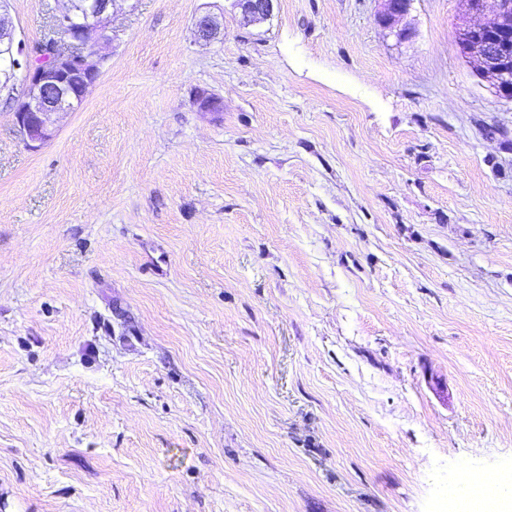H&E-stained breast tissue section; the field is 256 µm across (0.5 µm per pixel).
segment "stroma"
<instances>
[{
  "label": "stroma",
  "mask_w": 512,
  "mask_h": 512,
  "mask_svg": "<svg viewBox=\"0 0 512 512\" xmlns=\"http://www.w3.org/2000/svg\"><path fill=\"white\" fill-rule=\"evenodd\" d=\"M55 7L7 0L29 46ZM379 10L119 0L36 150L0 90V512H448L512 470V102L458 0ZM245 23L266 20L271 16L274 0H233ZM382 10L378 15L379 22L386 28L395 30L396 36L402 38L410 34L407 27L398 28L397 25L406 18L411 10L413 0H381ZM196 33L205 41L218 39L223 34V24L213 13L205 12L195 18Z\"/></svg>",
  "instance_id": "35a3bbf8"
}]
</instances>
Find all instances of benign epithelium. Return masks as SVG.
Here are the masks:
<instances>
[{
	"mask_svg": "<svg viewBox=\"0 0 512 512\" xmlns=\"http://www.w3.org/2000/svg\"><path fill=\"white\" fill-rule=\"evenodd\" d=\"M54 22L66 48L50 44L26 46L15 38L9 18L0 12V72L19 77L23 91L13 98L15 125L26 147L37 150L56 134L52 116L72 112L98 82L111 54L112 31L104 23L118 0H57ZM246 23L271 16L274 0H233ZM413 0H382L379 22L402 38L410 34L398 27ZM468 15L484 19L456 31L461 55L474 63L480 78L501 98L512 101V0H496L495 10L484 15L486 0H460ZM196 33L205 41L223 34L213 13L195 18Z\"/></svg>",
	"mask_w": 512,
	"mask_h": 512,
	"instance_id": "7a95c632",
	"label": "benign epithelium"
}]
</instances>
